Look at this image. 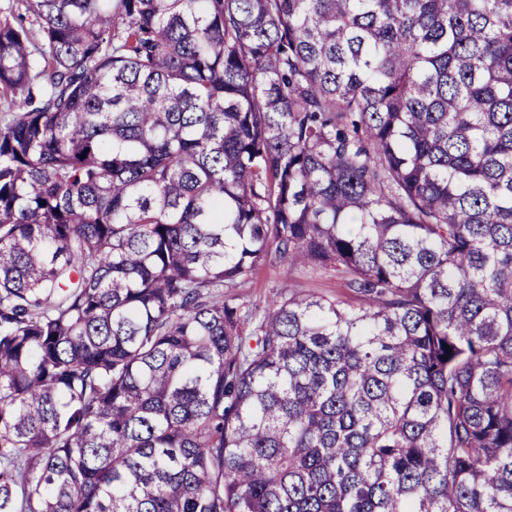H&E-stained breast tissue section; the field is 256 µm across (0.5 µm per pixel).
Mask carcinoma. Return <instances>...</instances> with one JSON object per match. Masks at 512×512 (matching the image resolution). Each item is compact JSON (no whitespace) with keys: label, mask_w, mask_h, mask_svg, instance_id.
<instances>
[{"label":"carcinoma","mask_w":512,"mask_h":512,"mask_svg":"<svg viewBox=\"0 0 512 512\" xmlns=\"http://www.w3.org/2000/svg\"><path fill=\"white\" fill-rule=\"evenodd\" d=\"M21 2L0 512H512V0ZM284 287H292L326 296L343 297L346 290L334 273L291 267L282 262L260 265L251 279L236 291L256 302H265Z\"/></svg>","instance_id":"obj_1"}]
</instances>
